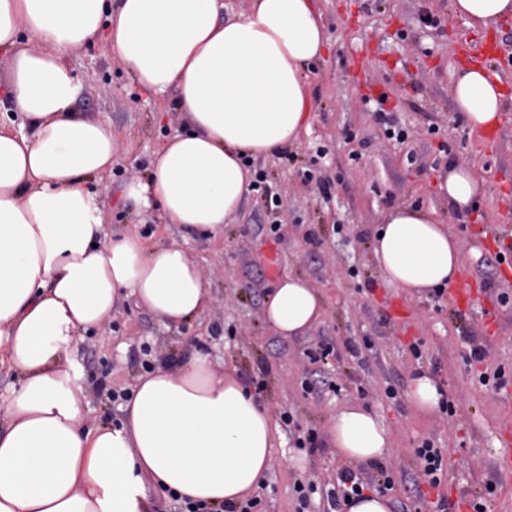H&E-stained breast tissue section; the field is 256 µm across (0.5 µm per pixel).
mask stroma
<instances>
[{"label":"stroma","mask_w":512,"mask_h":512,"mask_svg":"<svg viewBox=\"0 0 512 512\" xmlns=\"http://www.w3.org/2000/svg\"><path fill=\"white\" fill-rule=\"evenodd\" d=\"M320 7L330 47L308 76L312 126L299 144L254 160L280 201L249 190L215 235L135 215L124 199L128 183L185 128L172 94L141 88L106 43L70 53L83 86L76 110L107 122L119 143L111 175L93 185L107 235L135 230L148 246H179L212 295L198 318L171 327L126 299L108 326L76 336L71 358L87 391L85 423L119 425L140 375L178 371L201 346L215 374L236 370L278 420L256 512H326L345 466L327 429L351 404L374 412L389 432L380 465L394 481L392 503L436 512L444 498L471 512L469 500L480 496L487 512H512V475L495 467L502 435H512V382L491 391L476 376L497 366L512 373V304L497 300L499 292L512 293V18L484 33L454 15L449 0H320ZM492 44L497 51L487 65L509 101L501 123L478 133L454 111L451 88L458 68ZM390 122L405 139L387 135ZM459 163L484 180L483 194L464 213L435 188L438 175ZM398 206L434 211L448 224L462 253L458 279L472 288L474 305L453 304L446 293L406 294L385 281L373 242L384 214ZM500 252L507 255L501 263ZM288 274L306 280L324 303L321 320L289 339L264 317L273 286ZM476 346L484 362L471 360ZM421 371L440 379L454 414L412 411L406 392ZM390 388L395 398L387 397ZM285 412L292 423L281 421ZM310 432L315 448L300 447ZM426 439L446 460L436 488L421 486L413 455ZM300 484L309 489L304 505Z\"/></svg>","instance_id":"stroma-1"}]
</instances>
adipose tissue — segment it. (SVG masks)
Listing matches in <instances>:
<instances>
[{"label": "adipose tissue", "instance_id": "ef3b65f1", "mask_svg": "<svg viewBox=\"0 0 512 512\" xmlns=\"http://www.w3.org/2000/svg\"><path fill=\"white\" fill-rule=\"evenodd\" d=\"M224 0H0V52L19 121L0 120V368L16 377L0 429V512H151L155 493L221 504L251 496L272 464L277 426L235 371L216 376L199 350L177 372L142 375L118 426L87 427V399L69 358L77 332L102 329L121 295L177 325L204 312L210 293L175 246L105 232L91 180L110 173V127L73 108L82 91L69 53L106 39L142 87L174 91L187 129L167 140L148 176L126 194L172 224L220 231L249 189L248 157L298 143L313 120L306 69L328 34L317 0H251L247 16L221 21ZM479 31L512 17V0H451ZM455 111L474 131L504 110L499 80L474 62L455 75ZM437 189L455 210L484 185L467 166ZM386 280L405 292L449 288L461 253L447 224L414 207L390 211L374 239ZM323 314L305 280H278L265 308L283 337ZM337 456L381 459L388 432L356 405L328 432Z\"/></svg>", "mask_w": 512, "mask_h": 512}]
</instances>
